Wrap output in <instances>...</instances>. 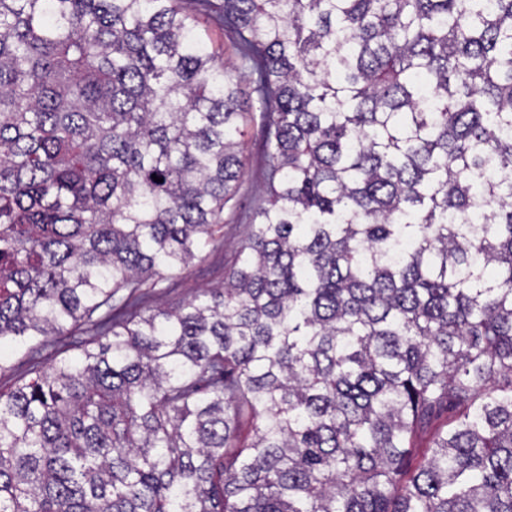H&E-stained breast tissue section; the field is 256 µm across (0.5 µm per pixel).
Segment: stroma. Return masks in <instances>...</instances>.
Listing matches in <instances>:
<instances>
[{"label": "stroma", "mask_w": 512, "mask_h": 512, "mask_svg": "<svg viewBox=\"0 0 512 512\" xmlns=\"http://www.w3.org/2000/svg\"><path fill=\"white\" fill-rule=\"evenodd\" d=\"M199 29L209 47L220 52L225 66L232 70L245 93V104H252V81L241 65L234 33L214 15L199 14ZM246 159L233 201L224 208V227L203 250L200 259L186 270L169 274L147 297V307L172 308L201 295L206 289L223 285L225 277L238 264L240 248L254 210L266 199L265 140L260 122H252L242 139Z\"/></svg>", "instance_id": "stroma-1"}]
</instances>
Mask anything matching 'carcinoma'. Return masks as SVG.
Wrapping results in <instances>:
<instances>
[{
  "label": "carcinoma",
  "mask_w": 512,
  "mask_h": 512,
  "mask_svg": "<svg viewBox=\"0 0 512 512\" xmlns=\"http://www.w3.org/2000/svg\"><path fill=\"white\" fill-rule=\"evenodd\" d=\"M198 3L268 200L148 312L254 115L179 0H0V342L98 336L0 391V512H512V0ZM183 1L182 6L198 18L199 30L202 32L209 47L220 52L224 65L231 69L234 76H236L240 87L246 93L243 96L245 108H250L253 98H256V94H251L253 85L249 71L241 66V60L238 57L235 44V34L230 29L224 27V23L219 17L198 13L194 10L192 1ZM242 139L246 159L233 201L224 207V229L217 232L186 270L168 275L147 297L151 309L173 308L201 295L206 289L224 285V279L238 264L240 248L254 210L266 199L265 140L259 112Z\"/></svg>",
  "instance_id": "obj_1"
}]
</instances>
